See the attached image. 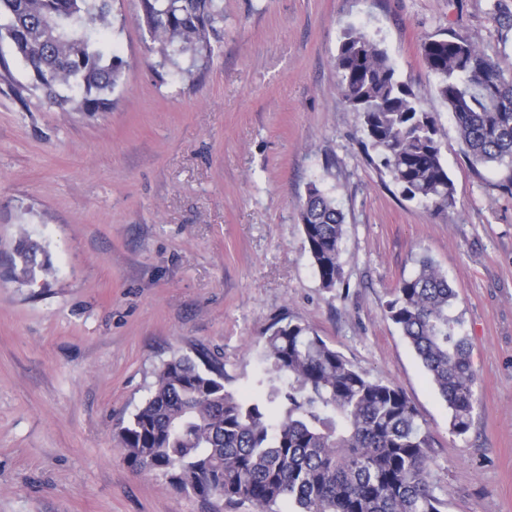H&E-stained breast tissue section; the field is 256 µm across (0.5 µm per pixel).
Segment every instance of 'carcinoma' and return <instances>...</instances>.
I'll return each instance as SVG.
<instances>
[{"instance_id":"obj_1","label":"carcinoma","mask_w":512,"mask_h":512,"mask_svg":"<svg viewBox=\"0 0 512 512\" xmlns=\"http://www.w3.org/2000/svg\"><path fill=\"white\" fill-rule=\"evenodd\" d=\"M113 0H0V80L24 64L28 83L61 112H108L125 61L112 43ZM139 20L159 66L192 75L221 39L223 0H140ZM420 53L453 113L475 164L512 167V66L450 31L426 37ZM189 66H181L183 59ZM337 86L358 116L364 152L408 200L455 206L435 117L425 112L387 51L349 28L336 55ZM299 221L321 287L342 283L345 216L336 197L313 182ZM12 275L34 281L50 270L36 243H23ZM447 276L423 256L394 288L386 315L399 327L448 406V431L463 436L478 407L471 343L452 314ZM123 460L144 474L202 498L248 502L253 512H442L431 479L430 433L409 397L369 376L308 326L280 318L268 328L264 367L248 393L224 385V365L174 356L154 390L118 428Z\"/></svg>"}]
</instances>
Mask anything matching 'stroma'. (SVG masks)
<instances>
[{"label": "stroma", "mask_w": 512, "mask_h": 512, "mask_svg": "<svg viewBox=\"0 0 512 512\" xmlns=\"http://www.w3.org/2000/svg\"><path fill=\"white\" fill-rule=\"evenodd\" d=\"M139 12L114 2L126 69L111 111L0 92V512H252L134 473L115 433L175 355L220 360L226 387L250 390L279 317L407 394L444 512H512V195L500 189L512 171L468 159L419 52L453 30L512 63V0H224L212 63L184 79L156 66ZM350 28L435 115L454 209L405 199L364 156L336 88ZM313 181L345 214L330 290L298 219ZM22 238L45 249L48 276L12 279ZM424 255L456 289L472 343L479 407L462 437L385 314Z\"/></svg>", "instance_id": "stroma-1"}]
</instances>
